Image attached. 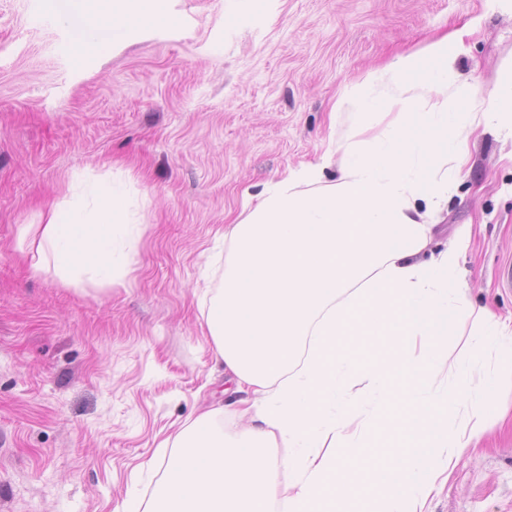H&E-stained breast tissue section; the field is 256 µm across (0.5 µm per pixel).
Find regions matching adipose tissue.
<instances>
[{
  "instance_id": "1",
  "label": "adipose tissue",
  "mask_w": 512,
  "mask_h": 512,
  "mask_svg": "<svg viewBox=\"0 0 512 512\" xmlns=\"http://www.w3.org/2000/svg\"><path fill=\"white\" fill-rule=\"evenodd\" d=\"M70 7L86 27L116 37L163 10L161 0ZM369 82L351 93L353 132L338 147L334 179L304 166L244 195L206 325L248 424L226 435L210 409L164 443L147 512H272L278 500L288 512H427L438 483L486 431L496 376L475 392L440 375L448 366L466 374L493 345L512 369V330L465 304L457 261L470 235L433 250V217L471 130L512 131V73L477 94L459 80L442 37ZM383 101L398 120L370 134ZM126 221L116 191L102 195L90 223L53 208L38 227L36 269L114 283L126 260L113 237ZM361 383L369 396L348 394ZM277 446L288 457L276 458Z\"/></svg>"
}]
</instances>
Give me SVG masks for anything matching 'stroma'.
<instances>
[{
  "label": "stroma",
  "instance_id": "obj_1",
  "mask_svg": "<svg viewBox=\"0 0 512 512\" xmlns=\"http://www.w3.org/2000/svg\"><path fill=\"white\" fill-rule=\"evenodd\" d=\"M166 18L102 54L72 51L67 0H0V512H129L159 446L234 385L208 334L224 236L244 191L304 165L333 174L343 98L398 56L454 36L457 71L490 89L512 62V0H165ZM435 248L471 232L464 299L512 319V138L476 129ZM123 186L127 265L106 286L35 271L18 248L55 205L93 220ZM509 413L465 451L429 512H512Z\"/></svg>",
  "mask_w": 512,
  "mask_h": 512
}]
</instances>
